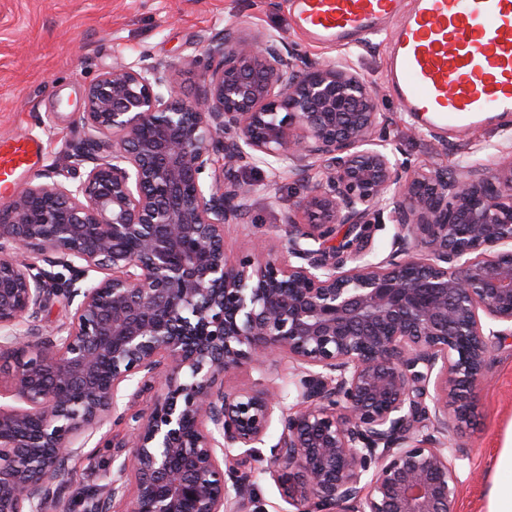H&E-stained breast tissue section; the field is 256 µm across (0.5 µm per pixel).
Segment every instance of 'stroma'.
I'll use <instances>...</instances> for the list:
<instances>
[{
    "mask_svg": "<svg viewBox=\"0 0 512 512\" xmlns=\"http://www.w3.org/2000/svg\"><path fill=\"white\" fill-rule=\"evenodd\" d=\"M227 27L272 33L313 62L347 60L377 90L393 123L389 139L399 158L413 167L435 163L455 168L476 163L495 169L512 157V124L495 122L456 134L420 127L404 112L386 81L392 27L385 24L352 43L313 41L298 25L292 0H0V141L28 135L40 140L38 165L17 184L47 181L67 163L82 135L79 116L88 83L119 62L141 57L177 67V89L194 98L201 77L185 60L202 54L210 38ZM247 176L258 185L247 233L231 232L228 256L252 248L259 254L285 246L281 229L288 213L306 222L294 204L307 184L294 174H270L257 163ZM512 431V338L495 344L488 379L477 393L470 425L456 429L453 444L465 455L457 462L454 512H486L495 481L492 459ZM117 426H106L87 444L92 461L77 463L63 479L65 498L102 485L112 474Z\"/></svg>",
    "mask_w": 512,
    "mask_h": 512,
    "instance_id": "stroma-1",
    "label": "stroma"
}]
</instances>
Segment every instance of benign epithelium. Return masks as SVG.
I'll return each mask as SVG.
<instances>
[{"mask_svg": "<svg viewBox=\"0 0 512 512\" xmlns=\"http://www.w3.org/2000/svg\"><path fill=\"white\" fill-rule=\"evenodd\" d=\"M200 63L191 100L172 66H112L62 179L0 203V512H73L58 481L109 423L130 452L81 512H247L275 420L295 512H452L445 439L512 338V159L411 168L364 77L271 34L226 27ZM260 160L316 171L295 208L317 222L288 216L280 256L230 258L255 194L240 171ZM58 296L73 309L44 336ZM380 223L381 224H375L372 230V236L376 257L383 259L391 251L393 226L390 224L386 213L383 215V218L380 219ZM222 378L224 380V389L226 390L254 386L263 379L259 372L248 364L227 370L223 373Z\"/></svg>", "mask_w": 512, "mask_h": 512, "instance_id": "1", "label": "benign epithelium"}]
</instances>
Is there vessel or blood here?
Wrapping results in <instances>:
<instances>
[{
    "instance_id": "1",
    "label": "vessel or blood",
    "mask_w": 512,
    "mask_h": 512,
    "mask_svg": "<svg viewBox=\"0 0 512 512\" xmlns=\"http://www.w3.org/2000/svg\"><path fill=\"white\" fill-rule=\"evenodd\" d=\"M315 41L350 42L393 22L386 78L404 111L428 129L512 121V0H296ZM39 146L0 145V190L9 191Z\"/></svg>"
}]
</instances>
